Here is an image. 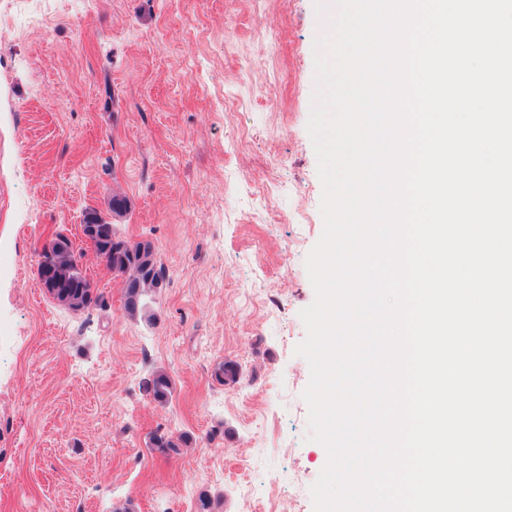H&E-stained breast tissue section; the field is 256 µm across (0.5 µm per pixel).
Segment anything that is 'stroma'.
Wrapping results in <instances>:
<instances>
[{
    "instance_id": "obj_1",
    "label": "stroma",
    "mask_w": 512,
    "mask_h": 512,
    "mask_svg": "<svg viewBox=\"0 0 512 512\" xmlns=\"http://www.w3.org/2000/svg\"><path fill=\"white\" fill-rule=\"evenodd\" d=\"M0 22V512H196L202 493L314 512L327 453L295 352L323 231L313 0H0ZM91 210L167 267L137 316L91 249L102 305L38 280L40 246L82 242ZM159 430L190 441L160 453ZM142 388L160 404L168 401L172 391V380L165 372H153L142 381Z\"/></svg>"
}]
</instances>
